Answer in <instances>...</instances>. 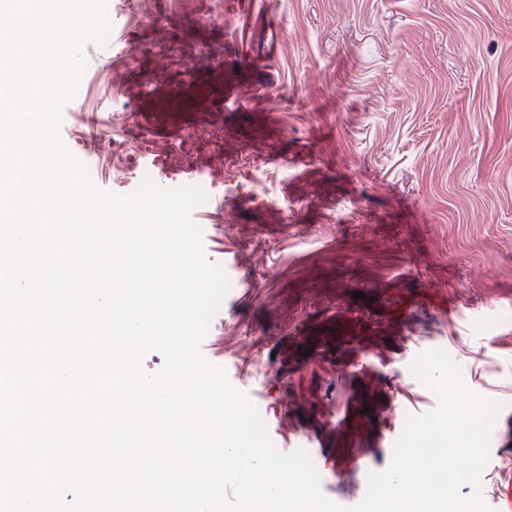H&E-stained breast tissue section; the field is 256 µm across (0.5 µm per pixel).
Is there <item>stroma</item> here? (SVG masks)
<instances>
[{"label":"stroma","mask_w":512,"mask_h":512,"mask_svg":"<svg viewBox=\"0 0 512 512\" xmlns=\"http://www.w3.org/2000/svg\"><path fill=\"white\" fill-rule=\"evenodd\" d=\"M111 20L62 137L116 193L153 162L173 188L205 175L193 219L230 289L201 352L277 449L357 505L435 407L410 364L441 348L505 404L493 503L512 479V0H112ZM193 77L221 102L142 138ZM93 135L129 151L85 156Z\"/></svg>","instance_id":"1"}]
</instances>
